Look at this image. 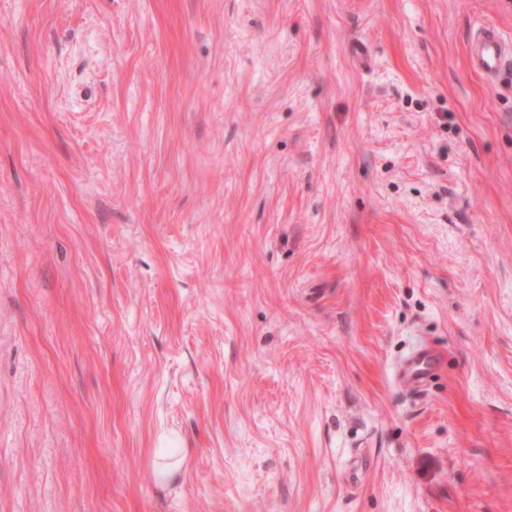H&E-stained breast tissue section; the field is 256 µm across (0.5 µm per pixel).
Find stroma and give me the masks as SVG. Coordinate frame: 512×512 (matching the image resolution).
Instances as JSON below:
<instances>
[{"label": "stroma", "instance_id": "1", "mask_svg": "<svg viewBox=\"0 0 512 512\" xmlns=\"http://www.w3.org/2000/svg\"><path fill=\"white\" fill-rule=\"evenodd\" d=\"M485 24L512 0H0V512H512ZM435 362V355L426 348L408 352L399 361L395 381L401 390L409 394H420L427 389L428 377Z\"/></svg>", "mask_w": 512, "mask_h": 512}]
</instances>
